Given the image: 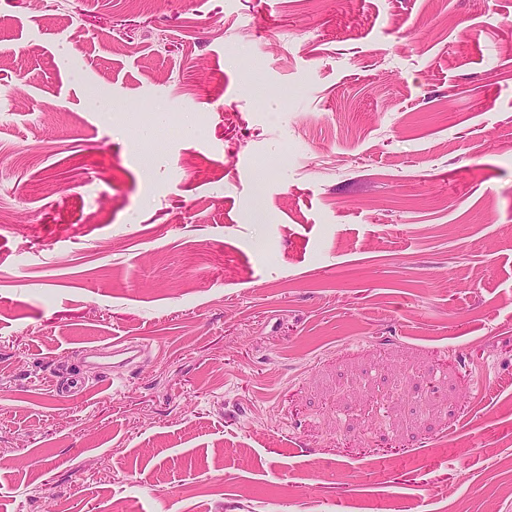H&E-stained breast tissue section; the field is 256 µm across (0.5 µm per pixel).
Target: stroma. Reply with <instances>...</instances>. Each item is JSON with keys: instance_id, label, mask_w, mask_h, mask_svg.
<instances>
[{"instance_id": "35a3bbf8", "label": "stroma", "mask_w": 512, "mask_h": 512, "mask_svg": "<svg viewBox=\"0 0 512 512\" xmlns=\"http://www.w3.org/2000/svg\"><path fill=\"white\" fill-rule=\"evenodd\" d=\"M117 507L512 512V0H0V512Z\"/></svg>"}]
</instances>
